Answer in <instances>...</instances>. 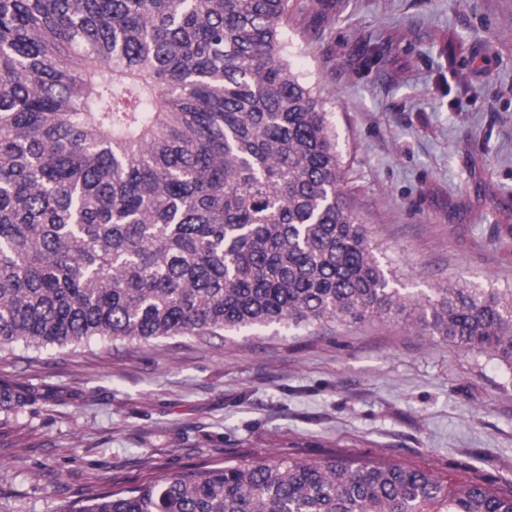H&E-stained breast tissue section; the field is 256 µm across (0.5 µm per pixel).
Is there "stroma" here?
<instances>
[{
    "instance_id": "stroma-1",
    "label": "stroma",
    "mask_w": 512,
    "mask_h": 512,
    "mask_svg": "<svg viewBox=\"0 0 512 512\" xmlns=\"http://www.w3.org/2000/svg\"><path fill=\"white\" fill-rule=\"evenodd\" d=\"M392 40L383 60L365 42ZM291 61L331 99L358 216L400 287L512 288V0H342ZM0 512L272 450L390 458L512 492V380L404 321L17 348Z\"/></svg>"
}]
</instances>
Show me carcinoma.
<instances>
[{
  "instance_id": "1",
  "label": "carcinoma",
  "mask_w": 512,
  "mask_h": 512,
  "mask_svg": "<svg viewBox=\"0 0 512 512\" xmlns=\"http://www.w3.org/2000/svg\"><path fill=\"white\" fill-rule=\"evenodd\" d=\"M326 2L0 0L1 355L389 318L512 376V288L410 293L371 245L288 57ZM57 512H512V493L267 452Z\"/></svg>"
}]
</instances>
